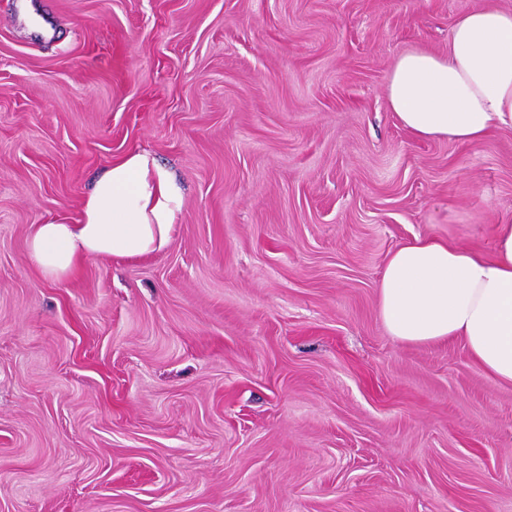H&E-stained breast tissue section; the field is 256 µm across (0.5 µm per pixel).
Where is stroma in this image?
I'll return each instance as SVG.
<instances>
[{"label":"stroma","mask_w":512,"mask_h":512,"mask_svg":"<svg viewBox=\"0 0 512 512\" xmlns=\"http://www.w3.org/2000/svg\"><path fill=\"white\" fill-rule=\"evenodd\" d=\"M512 0H0V512H512V385L378 312L414 237L489 251L512 131L415 139L405 51ZM170 246L43 279L113 159Z\"/></svg>","instance_id":"35a3bbf8"}]
</instances>
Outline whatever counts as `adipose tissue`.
Listing matches in <instances>:
<instances>
[{
	"mask_svg": "<svg viewBox=\"0 0 512 512\" xmlns=\"http://www.w3.org/2000/svg\"><path fill=\"white\" fill-rule=\"evenodd\" d=\"M387 103L415 138L461 145L512 130V9L460 16L447 53L412 48L392 64ZM184 192L152 152L112 161L84 197L76 222L34 225L28 255L50 281L88 258H135L166 249ZM389 334L424 345L463 338L492 377L512 384V222L497 225L490 254L417 237L393 249L378 288Z\"/></svg>",
	"mask_w": 512,
	"mask_h": 512,
	"instance_id": "obj_1",
	"label": "adipose tissue"
}]
</instances>
